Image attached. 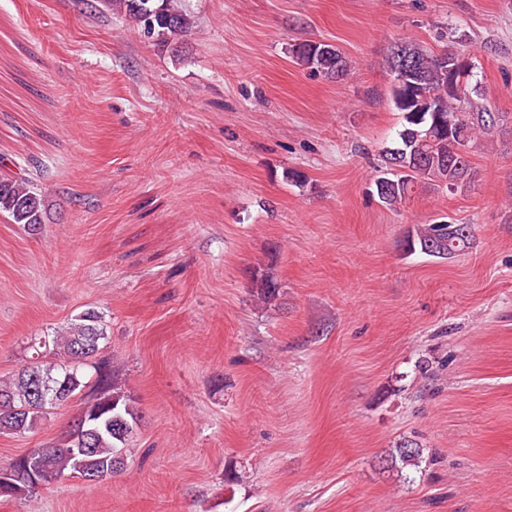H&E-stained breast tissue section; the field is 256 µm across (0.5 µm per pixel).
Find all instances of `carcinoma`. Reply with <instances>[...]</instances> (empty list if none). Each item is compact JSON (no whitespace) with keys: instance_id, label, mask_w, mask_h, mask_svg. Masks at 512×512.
<instances>
[{"instance_id":"1","label":"carcinoma","mask_w":512,"mask_h":512,"mask_svg":"<svg viewBox=\"0 0 512 512\" xmlns=\"http://www.w3.org/2000/svg\"><path fill=\"white\" fill-rule=\"evenodd\" d=\"M134 26L163 38L185 36L193 27L181 0H100ZM293 56L328 79H338L350 69L349 60L333 45L299 43ZM461 55L435 53L410 40L396 43L385 59L394 78L393 104L403 123L393 146L381 153L373 177L379 201L389 207L412 196L419 183H432L450 192L469 187L475 171L469 151L478 136L495 130L504 115H495L470 98L473 67L459 65ZM456 90L448 91L449 74ZM33 230L43 223V200L27 179H0V214ZM464 224L444 221L424 224L407 240L410 250L446 258L469 244ZM107 339L102 313L87 310L69 323L66 331L38 340L37 353L13 379L0 380V433H24L36 428L51 410L64 405L85 387L83 368L92 363ZM100 395L83 408L86 422L65 440L38 448L11 460L15 472L7 493L21 497L33 488L32 473L42 470L53 480L67 474L93 476L104 468L117 475L124 470L125 452L139 428L142 413L131 396L115 387L110 373L97 364ZM401 463L414 466L419 449L404 443L396 449Z\"/></svg>"}]
</instances>
